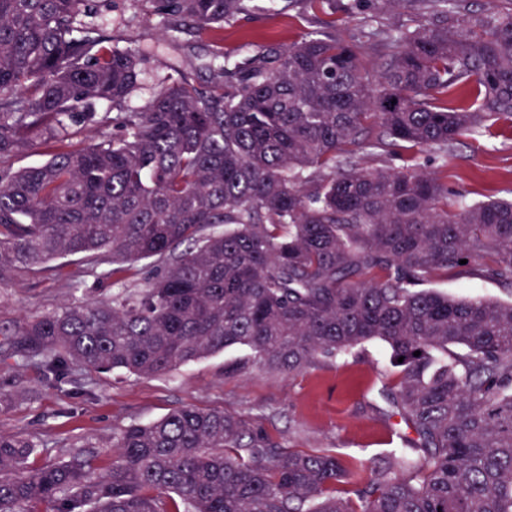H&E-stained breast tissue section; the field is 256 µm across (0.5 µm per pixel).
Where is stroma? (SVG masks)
Listing matches in <instances>:
<instances>
[{
    "mask_svg": "<svg viewBox=\"0 0 512 512\" xmlns=\"http://www.w3.org/2000/svg\"><path fill=\"white\" fill-rule=\"evenodd\" d=\"M427 14L413 9L390 11L376 0H336L335 10L315 0H251L246 13L222 29L174 33L160 19L147 15L141 0H99L97 24L113 46L141 55V84L131 106L148 99L168 75L184 74L198 88L219 84L216 56L244 63L275 45L298 41L305 33L336 36L358 53L366 71H375L390 49L389 35L427 23ZM378 35L370 49L368 32ZM356 158L369 168L400 169L421 163L450 191L471 199H512V121L502 119L480 134L467 135L449 152L421 154L370 147ZM149 262L138 263L120 277L92 272L78 258L53 273L37 274L0 286V326H11L88 295L111 298L120 287H142L151 274ZM81 282L74 290L73 282ZM435 291L456 298L512 300V290L497 282L455 274L429 283ZM248 352L229 348L161 376L76 371L73 384L56 391L45 388L33 367L9 402L0 406V427L37 436L41 446L31 465L64 460L88 447L100 468L112 456L104 444L112 431L132 423H149L192 405L242 414L284 437L290 448L330 450L345 459L372 464L400 447L405 431L399 418L378 394L380 375L389 362L381 343H373L355 361L324 359L288 375L248 365Z\"/></svg>",
    "mask_w": 512,
    "mask_h": 512,
    "instance_id": "1",
    "label": "stroma"
}]
</instances>
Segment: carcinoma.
<instances>
[{"mask_svg":"<svg viewBox=\"0 0 512 512\" xmlns=\"http://www.w3.org/2000/svg\"><path fill=\"white\" fill-rule=\"evenodd\" d=\"M144 2L175 33L248 8ZM468 2L380 0L435 20L390 37L372 75L309 33L224 92L180 74L131 109L140 58L104 45L95 0H0V284L75 256L110 276L155 266L135 292L1 331L0 349L60 389L75 365L157 376L244 347L294 374L379 342L386 399L414 433L343 497L358 463L293 450L241 414L131 423L105 471L94 456L31 466L36 437L0 428V512H512V302L426 287L448 271L512 287V199L450 209L419 168L352 160L364 146L446 152L512 120V9L474 19ZM466 87L472 103L438 104ZM88 125L97 139L71 145ZM34 140L49 158L15 166Z\"/></svg>","mask_w":512,"mask_h":512,"instance_id":"cac0c4a2","label":"carcinoma"}]
</instances>
